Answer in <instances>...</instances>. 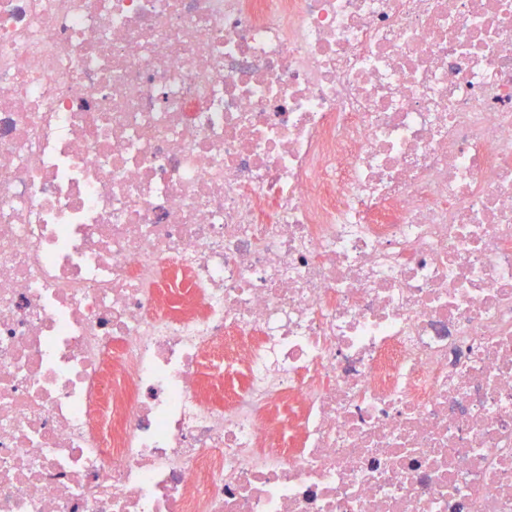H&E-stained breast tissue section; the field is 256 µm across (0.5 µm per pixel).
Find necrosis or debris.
I'll list each match as a JSON object with an SVG mask.
<instances>
[{
    "instance_id": "necrosis-or-debris-1",
    "label": "necrosis or debris",
    "mask_w": 512,
    "mask_h": 512,
    "mask_svg": "<svg viewBox=\"0 0 512 512\" xmlns=\"http://www.w3.org/2000/svg\"><path fill=\"white\" fill-rule=\"evenodd\" d=\"M0 512H512V0H0Z\"/></svg>"
}]
</instances>
